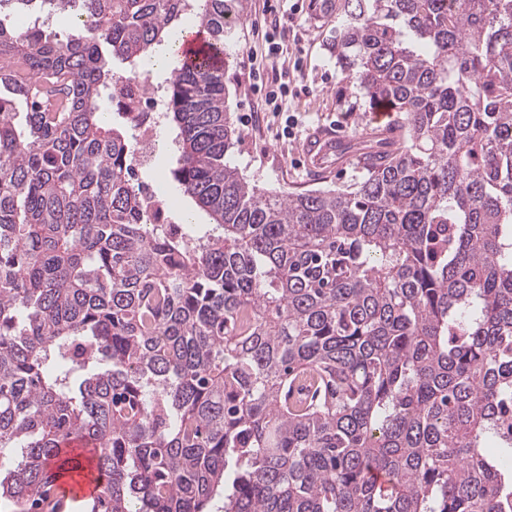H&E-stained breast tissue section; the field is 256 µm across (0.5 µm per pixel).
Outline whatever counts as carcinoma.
Returning a JSON list of instances; mask_svg holds the SVG:
<instances>
[{"mask_svg": "<svg viewBox=\"0 0 512 512\" xmlns=\"http://www.w3.org/2000/svg\"><path fill=\"white\" fill-rule=\"evenodd\" d=\"M247 0H0V502L58 512L95 446L91 512H512V0H315L393 135L362 176L264 191L224 69L177 67L172 179L211 228L150 224L116 76Z\"/></svg>", "mask_w": 512, "mask_h": 512, "instance_id": "1", "label": "carcinoma"}]
</instances>
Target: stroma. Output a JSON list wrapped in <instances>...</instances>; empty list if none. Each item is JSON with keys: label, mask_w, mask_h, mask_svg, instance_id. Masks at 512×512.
<instances>
[{"label": "stroma", "mask_w": 512, "mask_h": 512, "mask_svg": "<svg viewBox=\"0 0 512 512\" xmlns=\"http://www.w3.org/2000/svg\"><path fill=\"white\" fill-rule=\"evenodd\" d=\"M277 15L288 24L285 39L287 58L299 59L301 73L291 77L281 112H261L259 94L252 91L249 75L255 70L251 55L267 51L261 34L270 15ZM328 26L311 14L310 0H248L243 20L232 34V60L224 73L225 106L239 133L226 162L244 178L260 188L276 191L341 187L350 184L358 168L349 165L325 178L308 174L295 154V140L282 137L286 116H295L301 133L319 126L334 128L350 137L363 134L361 112L352 111L355 101L349 87L343 83L336 57L326 45ZM175 163L171 134L160 128L155 154L149 168L139 176L160 184L177 211L187 207L168 177Z\"/></svg>", "instance_id": "1"}]
</instances>
